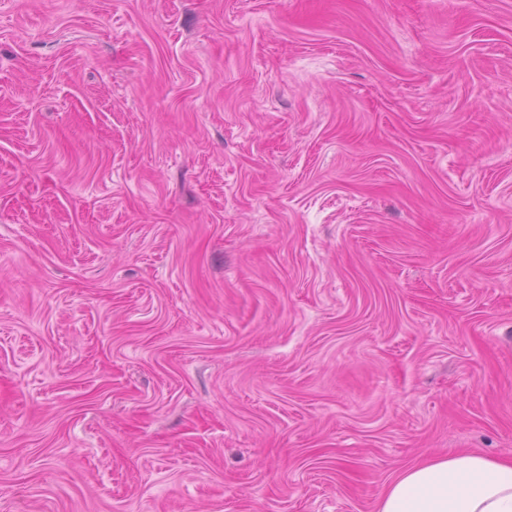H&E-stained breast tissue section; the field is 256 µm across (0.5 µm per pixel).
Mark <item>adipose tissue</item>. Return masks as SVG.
<instances>
[{
  "label": "adipose tissue",
  "mask_w": 512,
  "mask_h": 512,
  "mask_svg": "<svg viewBox=\"0 0 512 512\" xmlns=\"http://www.w3.org/2000/svg\"><path fill=\"white\" fill-rule=\"evenodd\" d=\"M378 512H512V460L464 452L407 467Z\"/></svg>",
  "instance_id": "obj_1"
}]
</instances>
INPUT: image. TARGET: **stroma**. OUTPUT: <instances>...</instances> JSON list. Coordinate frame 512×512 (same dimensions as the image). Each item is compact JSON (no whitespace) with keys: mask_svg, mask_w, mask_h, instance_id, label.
I'll list each match as a JSON object with an SVG mask.
<instances>
[{"mask_svg":"<svg viewBox=\"0 0 512 512\" xmlns=\"http://www.w3.org/2000/svg\"><path fill=\"white\" fill-rule=\"evenodd\" d=\"M512 459V0H0V512H377Z\"/></svg>","mask_w":512,"mask_h":512,"instance_id":"35a3bbf8","label":"stroma"}]
</instances>
